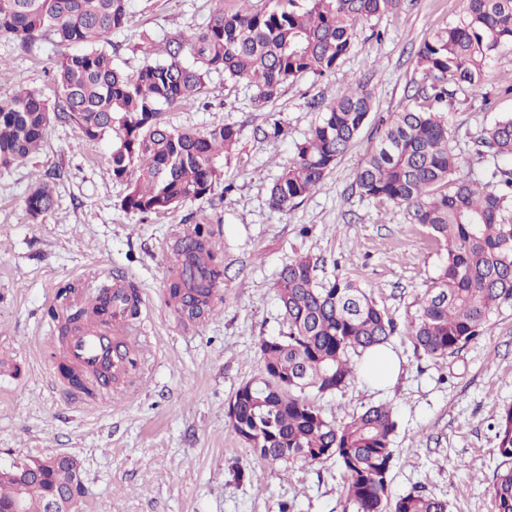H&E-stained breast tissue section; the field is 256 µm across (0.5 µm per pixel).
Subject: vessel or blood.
<instances>
[{
	"label": "vessel or blood",
	"instance_id": "obj_1",
	"mask_svg": "<svg viewBox=\"0 0 512 512\" xmlns=\"http://www.w3.org/2000/svg\"><path fill=\"white\" fill-rule=\"evenodd\" d=\"M121 287V282H114L106 311L88 310L80 329L63 344V364L71 370L73 380L66 390L68 396L83 395L84 375L96 376L102 395L111 394L114 380L130 375L128 358L138 341L130 332Z\"/></svg>",
	"mask_w": 512,
	"mask_h": 512
}]
</instances>
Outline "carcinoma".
I'll return each instance as SVG.
<instances>
[{
    "label": "carcinoma",
    "instance_id": "carcinoma-1",
    "mask_svg": "<svg viewBox=\"0 0 512 512\" xmlns=\"http://www.w3.org/2000/svg\"><path fill=\"white\" fill-rule=\"evenodd\" d=\"M129 0H0V37L24 48L43 38L67 48L56 63L54 100L35 90L0 97V170L22 165L40 150L50 126L68 122L84 140L112 137V178L125 181L121 202L130 213L152 214L204 198L223 175L224 151L239 141L234 124L202 132L176 129L163 115L205 93L211 74L246 80L265 108L282 87L304 75L323 76L354 47L357 25L393 13L402 0H210L207 22L164 44L165 58L129 72L95 46L125 28ZM73 46L78 52H69ZM512 47V0H466V14L425 39L417 51L424 85L413 104L393 114L357 170L354 189L369 200L405 208L444 250L437 277L408 323L415 345L443 359L481 335L491 318L512 307V115L474 140L485 178L460 175L451 143L448 83L476 93L495 54ZM372 93L356 80L324 107L290 166L270 191L279 211L318 189L349 150L373 111ZM53 189L41 180L25 205L32 218L48 213ZM203 224L177 244L168 297L190 319L214 309L224 269ZM321 259L290 260L277 281L287 332L263 339L262 373L244 383L232 427L267 462L315 464L333 459L346 474L343 494L356 512H448L444 500L409 493L391 498L397 422L388 404L372 405L345 423L327 419L309 400L341 389L352 357L385 346L394 320L366 290L337 274L320 280ZM498 463L489 492L496 512H512V407L496 420ZM81 462L43 472L28 483L24 512H42L44 499ZM0 478V512L17 495Z\"/></svg>",
    "mask_w": 512,
    "mask_h": 512
}]
</instances>
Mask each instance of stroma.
Instances as JSON below:
<instances>
[{
	"label": "stroma",
	"mask_w": 512,
	"mask_h": 512,
	"mask_svg": "<svg viewBox=\"0 0 512 512\" xmlns=\"http://www.w3.org/2000/svg\"><path fill=\"white\" fill-rule=\"evenodd\" d=\"M209 0H131V20L103 42L126 70L139 67L143 33L177 37L207 18ZM465 0H404L372 17L335 71L287 83L266 109L245 81L212 75L200 101L167 112L176 128L234 123L238 144L224 155V176L198 201L149 215L126 212V183L113 179L110 139L80 140L53 124L26 164L0 170V468L36 456L67 454L83 468L81 512H354L335 461L307 465L257 459L234 432L228 404L262 370L261 339L286 332L276 296L282 266L298 256L321 258L319 278L340 274L366 289L394 318L391 339L401 371L386 389L360 374L316 398L328 419L349 421L364 408L390 404L397 419L390 494L422 492L449 512H495L488 491L497 464L494 425L512 406V309H503L475 340L436 360L416 349L407 325L436 278L443 253L428 229L402 206L360 199L358 167L386 120L409 103L422 82L421 42L459 20ZM59 48L45 40L21 49L0 37V96L21 87L54 98ZM371 91L374 110L324 185L278 211L270 189L317 122L321 104L353 80ZM512 49H501L482 95L457 92L447 105L448 130L464 158L463 173L482 177L474 151L480 129L512 115ZM279 120L283 136L264 140L256 128ZM60 171L55 204L33 219L25 198L35 179ZM207 223L224 276L215 309L197 321L169 302L171 247ZM134 286L147 349L132 385L96 404L53 391L46 370L58 362V327L82 299L114 277Z\"/></svg>",
	"instance_id": "1"
}]
</instances>
